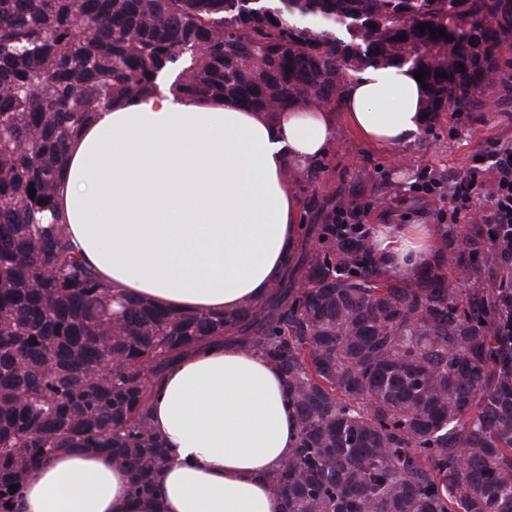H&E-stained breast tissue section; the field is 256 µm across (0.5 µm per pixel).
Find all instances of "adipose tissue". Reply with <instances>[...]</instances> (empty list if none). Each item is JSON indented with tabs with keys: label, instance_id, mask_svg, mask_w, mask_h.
Masks as SVG:
<instances>
[{
	"label": "adipose tissue",
	"instance_id": "1",
	"mask_svg": "<svg viewBox=\"0 0 512 512\" xmlns=\"http://www.w3.org/2000/svg\"><path fill=\"white\" fill-rule=\"evenodd\" d=\"M425 90L409 66H369L346 85L359 138L397 149L421 130ZM334 113L267 115L168 90L95 114L70 141L58 208L77 256L116 292L185 312L265 301L302 236L292 170L320 159ZM387 280L413 281L438 252L433 224H383L372 239ZM172 463L159 494H132L111 455L59 451L13 512H284L271 478L297 424L284 377L250 344L205 339L178 356L150 401Z\"/></svg>",
	"mask_w": 512,
	"mask_h": 512
}]
</instances>
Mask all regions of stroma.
Returning a JSON list of instances; mask_svg holds the SVG:
<instances>
[{"instance_id":"obj_1","label":"stroma","mask_w":512,"mask_h":512,"mask_svg":"<svg viewBox=\"0 0 512 512\" xmlns=\"http://www.w3.org/2000/svg\"><path fill=\"white\" fill-rule=\"evenodd\" d=\"M494 93L498 105L483 112L439 113L397 150L371 147L337 120L333 143L318 161L317 181H296L307 223H324L329 198L355 197L371 204L366 225L444 224L457 232L448 215L449 187L489 141H512V83L498 84Z\"/></svg>"}]
</instances>
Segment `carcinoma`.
Masks as SVG:
<instances>
[{
    "label": "carcinoma",
    "mask_w": 512,
    "mask_h": 512,
    "mask_svg": "<svg viewBox=\"0 0 512 512\" xmlns=\"http://www.w3.org/2000/svg\"><path fill=\"white\" fill-rule=\"evenodd\" d=\"M507 47L512 0H0V512L72 445L155 491L171 459L149 399L209 336L250 342L285 377V512H512V288L482 273L486 225L443 237L450 251L402 284L319 224L265 302L186 314L113 297L55 207L67 143L165 76L171 92L274 115L334 109L353 73L408 64L426 70L430 124L496 103ZM450 267L477 284L448 287Z\"/></svg>",
    "instance_id": "carcinoma-1"
}]
</instances>
